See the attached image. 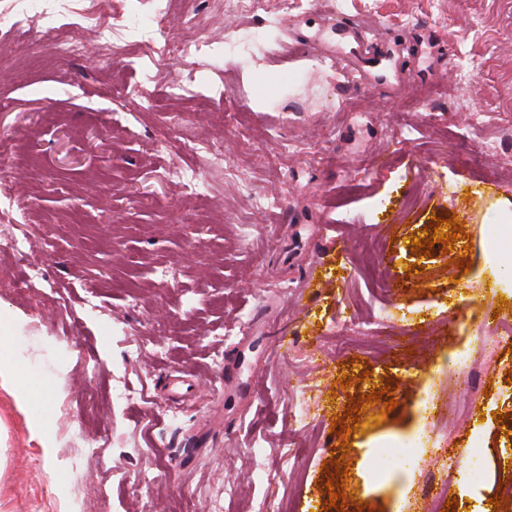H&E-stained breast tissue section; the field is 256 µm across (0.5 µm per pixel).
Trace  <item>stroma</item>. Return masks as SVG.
<instances>
[{"label":"stroma","mask_w":512,"mask_h":512,"mask_svg":"<svg viewBox=\"0 0 512 512\" xmlns=\"http://www.w3.org/2000/svg\"><path fill=\"white\" fill-rule=\"evenodd\" d=\"M195 7L172 0V36L219 48L271 15L280 37L219 67H131L100 58L88 25L65 27L83 51L63 65L34 62V32L0 35V182L32 248L54 237L42 280L0 291V359L52 381L54 407L34 425L38 402L0 387V512H338L326 483L341 458L350 512H426L439 458L396 460L398 481L376 483L364 452L420 427L426 387L470 404L448 355L487 308L512 317V281L486 268L492 250L512 255V237L486 234L512 216V0H269L196 31ZM339 15L379 30L362 74L314 59L350 51ZM187 75L174 104L168 86ZM112 78L146 98L103 96ZM435 217L465 238L413 254ZM369 247L376 290L348 264ZM380 306L422 312L381 327ZM511 373L493 375L496 412L479 424L491 448L512 432ZM385 386L395 409L364 406L340 439L349 401ZM493 469L449 512H486L512 456Z\"/></svg>","instance_id":"stroma-1"}]
</instances>
